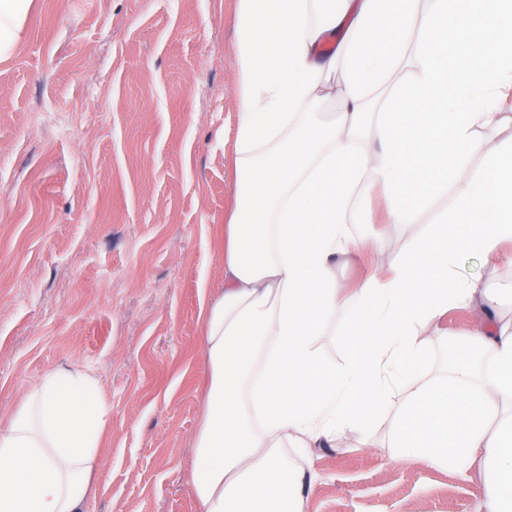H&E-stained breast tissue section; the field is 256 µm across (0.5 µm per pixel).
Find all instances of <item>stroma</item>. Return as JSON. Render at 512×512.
<instances>
[{"label":"stroma","mask_w":512,"mask_h":512,"mask_svg":"<svg viewBox=\"0 0 512 512\" xmlns=\"http://www.w3.org/2000/svg\"><path fill=\"white\" fill-rule=\"evenodd\" d=\"M0 58V428L45 372L112 423L87 512H192L205 299L235 202L237 0H31ZM305 512H482L483 475L314 448Z\"/></svg>","instance_id":"1"}]
</instances>
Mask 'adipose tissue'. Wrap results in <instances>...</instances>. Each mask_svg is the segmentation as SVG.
I'll return each instance as SVG.
<instances>
[{"mask_svg":"<svg viewBox=\"0 0 512 512\" xmlns=\"http://www.w3.org/2000/svg\"><path fill=\"white\" fill-rule=\"evenodd\" d=\"M235 207L224 226V291L201 310L207 384L192 438L195 512H303L320 441L373 449L384 416L397 462L480 466L483 512H512V324L459 259L512 245V0H238ZM346 75L336 112L317 106ZM485 175L464 177L471 156ZM452 188L445 223L399 245L350 231L362 198L416 223ZM382 263L368 262L371 252ZM365 260L345 288L336 267ZM465 309L479 354L426 374L438 321ZM346 355H323L337 313ZM400 404H393V397ZM112 407L96 377L55 370L0 429V512H85ZM295 449L292 466L285 448Z\"/></svg>","mask_w":512,"mask_h":512,"instance_id":"obj_1","label":"adipose tissue"}]
</instances>
